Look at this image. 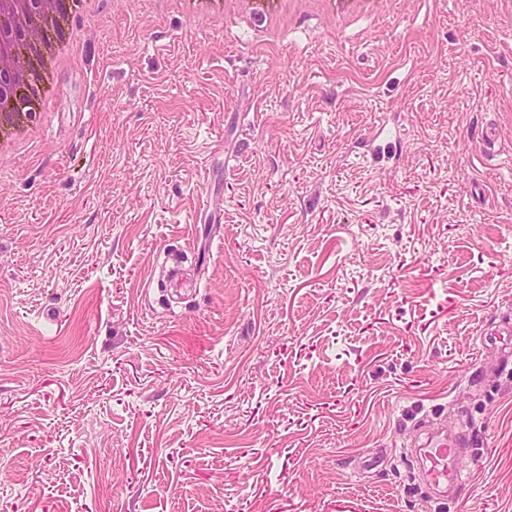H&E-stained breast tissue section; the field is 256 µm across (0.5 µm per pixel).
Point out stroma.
<instances>
[{
    "label": "stroma",
    "mask_w": 512,
    "mask_h": 512,
    "mask_svg": "<svg viewBox=\"0 0 512 512\" xmlns=\"http://www.w3.org/2000/svg\"><path fill=\"white\" fill-rule=\"evenodd\" d=\"M223 3L73 16L0 162V512H512V0ZM464 443L460 439H438L429 440L418 448L425 463L426 477L436 486L453 484L464 475L466 458L459 448Z\"/></svg>",
    "instance_id": "stroma-1"
}]
</instances>
